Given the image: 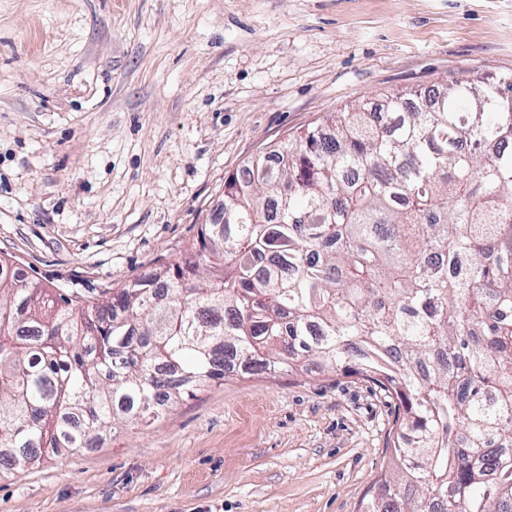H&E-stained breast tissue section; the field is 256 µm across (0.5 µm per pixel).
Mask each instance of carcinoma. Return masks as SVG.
Here are the masks:
<instances>
[{
  "label": "carcinoma",
  "instance_id": "carcinoma-1",
  "mask_svg": "<svg viewBox=\"0 0 512 512\" xmlns=\"http://www.w3.org/2000/svg\"><path fill=\"white\" fill-rule=\"evenodd\" d=\"M418 97L252 158L224 223L102 302L0 257V469L310 361L403 402L367 512H512V75Z\"/></svg>",
  "mask_w": 512,
  "mask_h": 512
}]
</instances>
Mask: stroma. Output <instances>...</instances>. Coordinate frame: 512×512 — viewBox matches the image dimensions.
<instances>
[{
    "label": "stroma",
    "mask_w": 512,
    "mask_h": 512,
    "mask_svg": "<svg viewBox=\"0 0 512 512\" xmlns=\"http://www.w3.org/2000/svg\"><path fill=\"white\" fill-rule=\"evenodd\" d=\"M507 73L512 0H0V256L97 300L326 114ZM402 417L340 371L230 377L0 473V512H363Z\"/></svg>",
    "instance_id": "1"
}]
</instances>
